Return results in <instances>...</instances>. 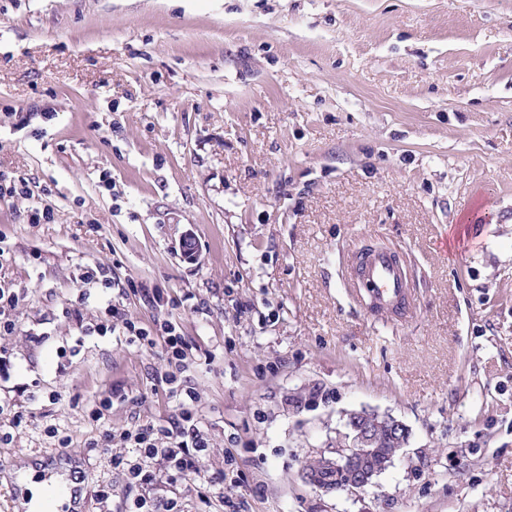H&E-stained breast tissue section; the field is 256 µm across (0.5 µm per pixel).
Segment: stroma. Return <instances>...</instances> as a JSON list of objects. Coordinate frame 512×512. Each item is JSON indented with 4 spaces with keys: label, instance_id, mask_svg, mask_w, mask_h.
<instances>
[{
    "label": "stroma",
    "instance_id": "obj_1",
    "mask_svg": "<svg viewBox=\"0 0 512 512\" xmlns=\"http://www.w3.org/2000/svg\"><path fill=\"white\" fill-rule=\"evenodd\" d=\"M0 173L33 192L0 201V512L62 448L84 512H512V0H0ZM366 244L402 317L349 286ZM112 305L190 347L208 501L115 463L181 408L163 340L95 333ZM360 411L403 456L307 486ZM356 279L359 289L378 311L390 312L396 303H408L405 274L390 250H375L360 265ZM18 295L9 288L0 287V335L9 336L16 329V322L13 319L6 317V309L14 307L18 303ZM2 315L4 320L2 321Z\"/></svg>",
    "mask_w": 512,
    "mask_h": 512
}]
</instances>
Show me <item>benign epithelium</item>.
<instances>
[{
  "label": "benign epithelium",
  "mask_w": 512,
  "mask_h": 512,
  "mask_svg": "<svg viewBox=\"0 0 512 512\" xmlns=\"http://www.w3.org/2000/svg\"><path fill=\"white\" fill-rule=\"evenodd\" d=\"M382 420L392 434H408L401 420L374 412H357L349 416L344 441L337 445L333 455L321 458L322 469L333 473V478L323 480L316 471L303 470L302 478L308 485L327 493H361L375 483V479L391 466L401 449L381 464L373 462L376 451L375 420Z\"/></svg>",
  "instance_id": "benign-epithelium-1"
}]
</instances>
